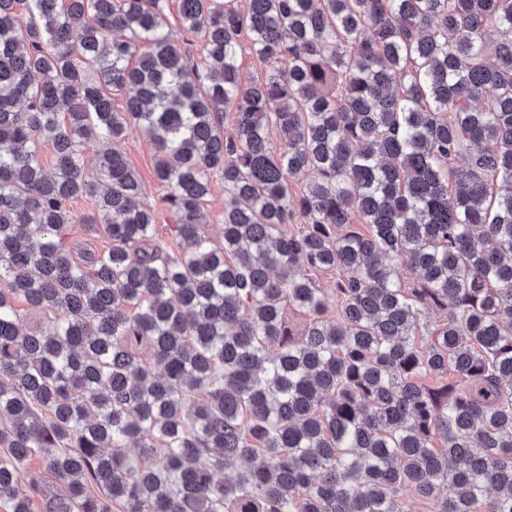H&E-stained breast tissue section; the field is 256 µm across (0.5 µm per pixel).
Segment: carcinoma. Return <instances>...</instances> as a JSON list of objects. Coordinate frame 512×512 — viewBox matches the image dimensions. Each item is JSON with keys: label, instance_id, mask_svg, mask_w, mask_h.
<instances>
[{"label": "carcinoma", "instance_id": "obj_1", "mask_svg": "<svg viewBox=\"0 0 512 512\" xmlns=\"http://www.w3.org/2000/svg\"><path fill=\"white\" fill-rule=\"evenodd\" d=\"M167 2L0 0V499L406 512L407 488L512 512V0H178L198 58ZM217 179L220 246L200 230ZM72 224L110 248L75 258ZM124 151L131 166L139 174L147 188L146 201L154 204L157 198L164 195L163 188L154 176V149L150 142L139 134H133L123 143Z\"/></svg>", "mask_w": 512, "mask_h": 512}]
</instances>
